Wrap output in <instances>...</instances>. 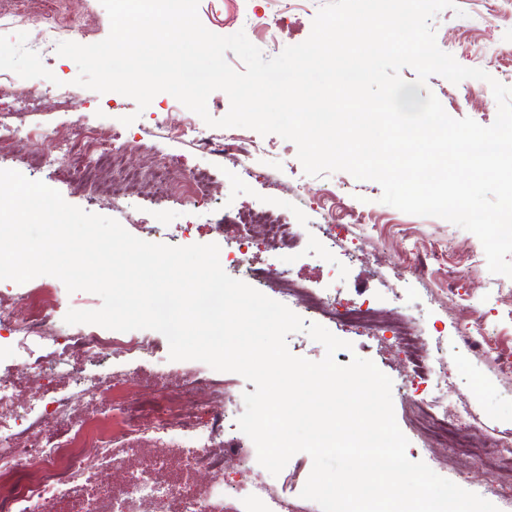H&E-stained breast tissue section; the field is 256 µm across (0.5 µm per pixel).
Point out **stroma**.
<instances>
[{
  "instance_id": "35a3bbf8",
  "label": "stroma",
  "mask_w": 512,
  "mask_h": 512,
  "mask_svg": "<svg viewBox=\"0 0 512 512\" xmlns=\"http://www.w3.org/2000/svg\"><path fill=\"white\" fill-rule=\"evenodd\" d=\"M327 0H306L291 30L278 36L276 48H269L261 24L263 15L275 9L273 0H199L198 16L209 31L230 36L244 32L263 53L275 57L277 50L304 42L312 22ZM457 9H447L433 18L431 26L439 48L466 67L486 70L492 80L512 87V0H457ZM0 13L16 16L14 26L0 31V69L11 72L19 86L35 87L45 100H52L54 88L73 84L79 73L75 61L58 53L42 55L34 48L40 40L45 18L58 24H70L63 40L93 44L110 32L108 14L100 0H0ZM434 94L453 118L469 117L483 126L491 125L497 115V103L489 82L466 79L454 84L434 75L426 89H407L405 98L424 100ZM183 106L169 93H158L145 110L120 93L99 94L75 86L68 114L46 107L29 115V122L50 126L62 119H82L90 126H106L113 137L138 141L139 146L127 157L128 165L151 172L158 158H166L179 175L190 169H206L211 177L206 200H196L187 188L175 197H160L151 184L114 208L109 196L101 191L59 176L53 168L32 166L27 162V145L0 152V169H13L31 180H40L58 190L63 198L85 211L116 219L133 236L148 242L173 246L192 244L219 245L225 252L237 247L235 233L224 226L238 212L263 206L281 223L299 225L303 239L292 251H271L260 238H253L249 253L261 267L289 268L294 279L311 288L322 289L335 299L338 308L369 303L385 314H402L413 319L432 353L445 358L448 369L449 409L468 410L475 432H512V379L496 372L497 357L512 356V315L504 312L500 296L512 290V278L491 274L480 240L471 232L438 217L410 215L383 204L381 186L374 181L358 180L339 171L324 176L306 175L297 156V146L276 134L261 135L245 128L241 134L257 142L251 161L253 176L236 175L223 155L197 149L190 141L171 137L155 122L159 112L179 114ZM134 115L131 125L122 117ZM368 214L360 239L365 254L349 260L344 241L329 244L323 234V211L343 216L348 206ZM452 242L442 265L433 267L428 285L405 282V268L415 252ZM461 269L462 279L449 281L448 271ZM37 288L56 291L54 319L63 322L68 310H95L101 298L87 291L68 292L57 278L43 275L26 283L0 280V301L29 293ZM478 307L480 319H473L470 309ZM305 323H318L335 336L352 343V350L336 354L339 363H349L352 356L372 360L392 382L395 418L409 445V460L425 462L438 475L461 488L474 492L497 506L500 512H512V498L500 497L492 486L491 465L483 456L454 457L448 449L428 447L418 432L413 411L419 393L411 385L397 351L398 339L389 327L365 330L297 308ZM482 326L492 339V349L474 354L459 348L458 329ZM204 363L193 360L173 361L164 335H157L152 354L144 357L110 358L99 363L87 360L81 352L71 354L50 387L58 393L75 388L77 374L109 376L133 372L151 380L158 389L181 387L192 375L203 371ZM216 379L230 378L231 412L224 424V434L236 437L243 470H228L229 481L243 478L265 482L279 496L299 501L312 470L308 454H295L278 475H271L257 461L253 442L242 434L237 419L244 410L242 395L255 386L237 373L216 372Z\"/></svg>"
}]
</instances>
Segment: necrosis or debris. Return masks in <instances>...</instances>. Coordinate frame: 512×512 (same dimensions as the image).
Masks as SVG:
<instances>
[{
  "label": "necrosis or debris",
  "instance_id": "1",
  "mask_svg": "<svg viewBox=\"0 0 512 512\" xmlns=\"http://www.w3.org/2000/svg\"><path fill=\"white\" fill-rule=\"evenodd\" d=\"M16 98V103L0 106V148L23 139L30 141L34 158L56 167L66 178H94L119 165L134 149L133 144L115 143L79 120L41 130L14 123L19 111L37 109L34 89H24ZM156 122L171 125L174 134L190 139L200 150L222 153L236 173L251 174L253 140L216 138L187 116L173 125L162 115ZM238 221L260 228L276 249L291 248L300 236L296 225L279 223L263 210L242 214ZM228 263L240 268L249 280L275 286L285 302L301 300L331 318L362 322L371 317L367 308L338 309L327 295L295 283L288 269L253 267L247 243H239ZM55 302L54 292L42 288L0 306V332H7L18 347L28 350L30 378L54 370L75 349L91 358L146 355L154 349L153 337L119 331L54 340L50 322ZM396 334L410 378L431 384L424 397L429 432L434 440L447 439L460 420L448 412L447 391L431 382L432 376L442 371L443 363L425 347L419 332L403 325ZM48 342L53 345L52 352L39 354L38 346ZM28 391V386L0 379V408L10 410L9 415H0V512H146L156 504L163 505L164 512H244L249 503L261 504L265 512H311L310 507L271 495L261 482L241 481L234 494H225L224 474L234 446L224 437L226 416L221 411L211 413L204 425L199 414L207 409L211 396L228 393V381L197 374L187 385L169 393L154 391L130 374L112 378L89 375L81 377L75 391L60 397L45 396L34 402ZM88 393L103 400L108 412L119 419L120 432L94 430L74 416V408ZM481 446L484 455L499 467L497 493L512 498V437L486 435ZM152 448L186 449L179 465L181 480L162 478L169 460L149 456ZM129 450L143 453L133 471L125 456ZM201 468L213 474V483L185 490L183 480L192 479Z\"/></svg>",
  "mask_w": 512,
  "mask_h": 512
}]
</instances>
